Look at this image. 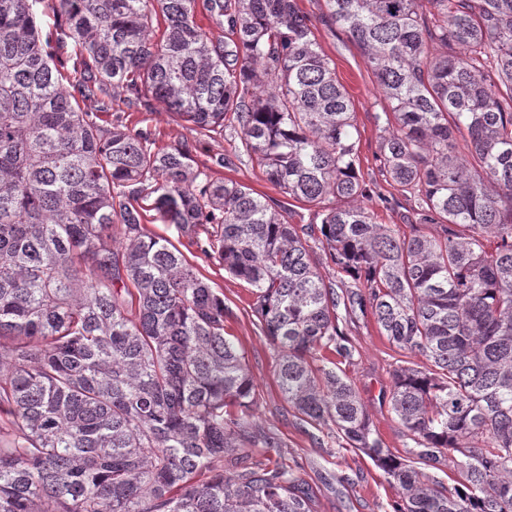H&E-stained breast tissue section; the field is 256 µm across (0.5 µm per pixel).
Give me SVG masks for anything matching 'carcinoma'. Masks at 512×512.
Masks as SVG:
<instances>
[{
  "mask_svg": "<svg viewBox=\"0 0 512 512\" xmlns=\"http://www.w3.org/2000/svg\"><path fill=\"white\" fill-rule=\"evenodd\" d=\"M326 2L387 104L376 162L404 229L359 204L352 103L298 0H0V512H314L292 466L255 457L280 444L224 295L149 213L251 288L284 399L377 464L394 512H512V0ZM116 91L239 139L315 221L213 178L222 153L157 151L80 106ZM342 317L425 358L392 372L407 458L344 379ZM447 462L450 486L421 470Z\"/></svg>",
  "mask_w": 512,
  "mask_h": 512,
  "instance_id": "obj_1",
  "label": "carcinoma"
}]
</instances>
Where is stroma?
Instances as JSON below:
<instances>
[{"label": "stroma", "instance_id": "1", "mask_svg": "<svg viewBox=\"0 0 512 512\" xmlns=\"http://www.w3.org/2000/svg\"><path fill=\"white\" fill-rule=\"evenodd\" d=\"M298 5L311 20L322 52L333 60L336 76L350 95L358 130L356 146L361 171L367 182L382 192H389V185L375 165L380 135L376 116L385 111L386 103L377 91L374 77L348 35L341 28L324 25L323 19L328 14L326 0H298ZM118 116L129 129L151 131L156 148L188 143L194 147V157L200 163L207 162L213 154H224L225 164L214 168V177L231 179L248 185L257 194L280 199L290 223L310 222L312 215L307 205L281 197L248 156L235 151L230 139L214 133L201 134L158 105L148 111L140 106L127 109L118 102L113 111L102 113L101 119L108 124ZM149 230L168 237L207 277L212 288L223 294L230 309L224 321L225 331L244 352L255 380L257 421L280 442L279 447L268 449L267 454L297 465L299 476L313 492L316 512H393L397 494L384 472L362 452L342 448L334 427L307 424L289 408L277 382V352L251 314L252 295L248 286L189 247L187 238L178 235L173 225L153 223ZM340 328L356 349L353 361L343 367L348 381L362 398L385 447L395 456H407L413 443L389 407L391 370L396 360L402 358V351L381 336L374 320L344 322Z\"/></svg>", "mask_w": 512, "mask_h": 512}]
</instances>
